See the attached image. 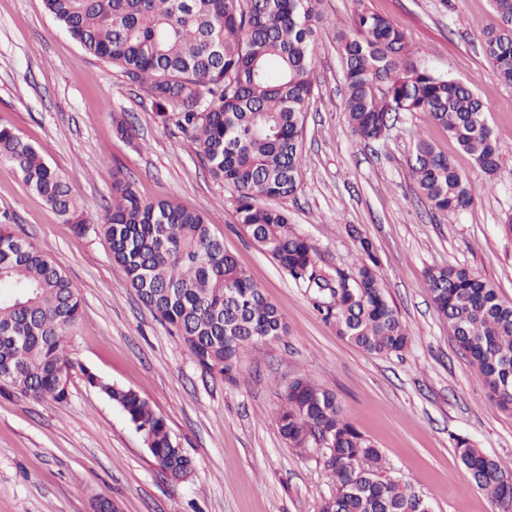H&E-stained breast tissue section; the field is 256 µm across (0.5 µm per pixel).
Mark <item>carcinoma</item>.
Segmentation results:
<instances>
[{"label": "carcinoma", "mask_w": 512, "mask_h": 512, "mask_svg": "<svg viewBox=\"0 0 512 512\" xmlns=\"http://www.w3.org/2000/svg\"><path fill=\"white\" fill-rule=\"evenodd\" d=\"M47 12L87 53L119 68L152 99L162 123L172 122L195 146L212 174L238 191L236 223L296 282L338 336L369 353L404 351L410 336L388 299L371 242L354 273L324 274L316 246L288 213L265 204L300 185L302 131L314 93L317 52L313 22L321 0H43ZM497 24L484 51L498 80L512 87V0H492ZM344 63V110L363 141L383 139L401 112H425L488 175L499 166L488 104L468 86L409 61L404 32L361 10L337 37ZM0 160L79 232L85 205L59 171L11 127L0 124ZM409 168L432 207L455 214L472 202L467 179L425 138ZM112 260L127 286L162 323L175 329L204 369L234 381L245 350L287 334L282 313L208 220L170 198L141 199L112 177V203L97 217ZM432 301L455 341L475 365L490 396L512 408V302L464 268L427 272ZM81 299L65 272L9 224L0 225V389L57 404L68 400V329ZM100 388L140 434L159 469L182 478L194 460L165 419L138 392ZM275 412L293 448L321 447L335 492L321 512H432L408 484L384 475L373 443L343 414L336 395L304 376L290 380ZM461 464L498 512H512V460L501 461L456 439Z\"/></svg>", "instance_id": "carcinoma-1"}]
</instances>
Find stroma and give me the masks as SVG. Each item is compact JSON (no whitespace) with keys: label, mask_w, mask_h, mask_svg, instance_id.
<instances>
[{"label":"stroma","mask_w":512,"mask_h":512,"mask_svg":"<svg viewBox=\"0 0 512 512\" xmlns=\"http://www.w3.org/2000/svg\"><path fill=\"white\" fill-rule=\"evenodd\" d=\"M359 10L400 27L415 66L470 86L489 104L494 176L423 112L400 113L380 141H359L343 110L337 42ZM321 11L300 186L273 205L316 245L325 271L360 265L352 231L372 242L410 336L398 354L340 338L306 288L240 231L234 187L210 173L185 134L162 127L138 85L84 52L43 0H0V123L37 148L91 213L110 202L116 177L142 199L169 197L202 213L288 326L286 336L245 351L236 382L206 372L127 287L98 225L76 232L0 161V224L63 268L81 297L66 337L67 403L0 390V512H95L101 498L116 512H320L335 491L322 455L290 447L274 419L284 384L297 376L334 392L380 450L387 476L412 485L433 512H495L454 438L511 460L512 409L491 400L457 347L426 272L461 267L512 300V87L482 47L496 18L489 0H323ZM122 115L131 124L125 137L114 126ZM421 135L469 181L473 201L458 214L433 210L417 189L408 161ZM88 371L146 398L194 470L163 475L119 407L88 384Z\"/></svg>","instance_id":"1"}]
</instances>
